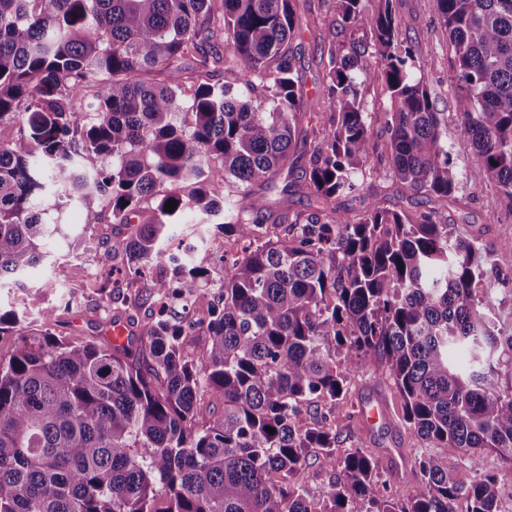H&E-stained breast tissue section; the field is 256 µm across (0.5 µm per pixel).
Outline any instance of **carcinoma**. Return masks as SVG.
<instances>
[{
    "mask_svg": "<svg viewBox=\"0 0 512 512\" xmlns=\"http://www.w3.org/2000/svg\"><path fill=\"white\" fill-rule=\"evenodd\" d=\"M338 2L372 44L329 40L325 93L309 101L296 0H0V126L15 127L0 145V285L68 236L48 214L74 202L86 229L135 225L102 258L122 257L155 305L121 344L59 336L49 308H0V338H14L0 353V512H501V475L464 484L431 449L458 448L474 469L491 449L512 474V334L489 317L509 281L437 207L340 209L377 149L360 92L376 83L391 108L375 174L430 205L460 186L393 0L371 14ZM435 2L474 102L458 127L467 180L512 201V0ZM278 188L309 212L273 211ZM188 214L221 221L242 255L171 248L168 227ZM218 263L215 296L204 283ZM98 292L140 302L109 276ZM376 363L425 448L399 498L333 427L350 380ZM314 399L328 413L307 421ZM312 452L333 471L314 495L301 477Z\"/></svg>",
    "mask_w": 512,
    "mask_h": 512,
    "instance_id": "cac0c4a2",
    "label": "carcinoma"
}]
</instances>
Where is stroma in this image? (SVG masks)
Segmentation results:
<instances>
[{"label": "stroma", "instance_id": "1", "mask_svg": "<svg viewBox=\"0 0 512 512\" xmlns=\"http://www.w3.org/2000/svg\"><path fill=\"white\" fill-rule=\"evenodd\" d=\"M393 9L409 22L408 42L425 53L422 65L414 67L412 74L427 86L436 111L442 112L454 171L457 177L464 178L470 154L458 146L456 135L462 112L472 109L473 103L450 79L451 51L435 2L393 0ZM297 15L304 53L303 90L305 96L315 98L323 93L322 39L328 27H335L337 42L345 45L370 42L371 33L344 26L336 0H299ZM446 213L449 223L480 241L500 276L512 278V202L498 193L494 182L464 183L456 199L449 201ZM170 233L175 241L193 246V255L198 259L215 252L218 245L229 249L234 246L233 240L225 238L212 224H175ZM50 250L47 263L28 269L20 284L8 281L0 285V305L26 311L32 318L40 309L56 308L55 328L59 335L110 342L112 312L101 306L96 286L102 273L121 272L120 261L108 265L96 252L71 251L57 241L51 243ZM377 399L385 404L388 417L373 426H364L359 409ZM346 402L343 415L335 422L344 447L372 451L384 480L383 493L403 494L417 479L415 461L420 444L403 420L397 389L388 369L372 365L356 375L349 383ZM434 454L443 467L464 483L476 479L478 474L497 473L502 469L499 456L491 450L481 452L480 466L475 470L464 466L459 449L438 448Z\"/></svg>", "mask_w": 512, "mask_h": 512}]
</instances>
